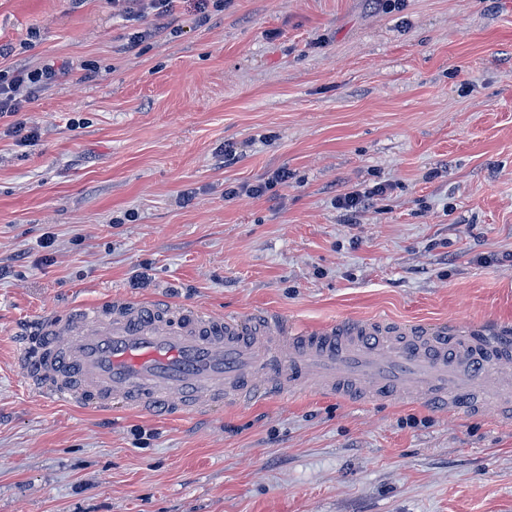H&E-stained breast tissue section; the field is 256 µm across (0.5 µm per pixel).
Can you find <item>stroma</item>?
Returning <instances> with one entry per match:
<instances>
[{
	"label": "stroma",
	"instance_id": "obj_1",
	"mask_svg": "<svg viewBox=\"0 0 512 512\" xmlns=\"http://www.w3.org/2000/svg\"><path fill=\"white\" fill-rule=\"evenodd\" d=\"M197 6L132 48L112 0H0V70L59 72L30 143L0 124V512H512L492 409L109 417L21 371L47 315L105 299L512 328V0Z\"/></svg>",
	"mask_w": 512,
	"mask_h": 512
}]
</instances>
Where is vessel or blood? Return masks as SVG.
Instances as JSON below:
<instances>
[{
	"mask_svg": "<svg viewBox=\"0 0 512 512\" xmlns=\"http://www.w3.org/2000/svg\"><path fill=\"white\" fill-rule=\"evenodd\" d=\"M25 371L43 399L103 414L180 419L306 391L479 414L488 397L512 408V330L377 316L304 331L273 310L105 300L52 317Z\"/></svg>",
	"mask_w": 512,
	"mask_h": 512,
	"instance_id": "b4317fda",
	"label": "vessel or blood"
}]
</instances>
